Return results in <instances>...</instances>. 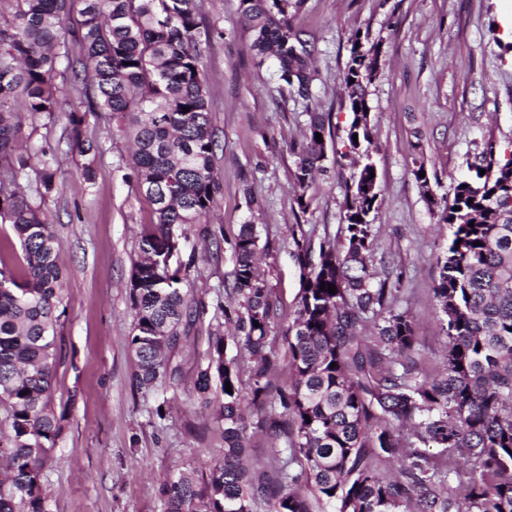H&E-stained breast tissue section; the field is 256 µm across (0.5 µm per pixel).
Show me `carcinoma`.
I'll use <instances>...</instances> for the list:
<instances>
[{
    "mask_svg": "<svg viewBox=\"0 0 512 512\" xmlns=\"http://www.w3.org/2000/svg\"><path fill=\"white\" fill-rule=\"evenodd\" d=\"M17 2L14 20L0 24V223L13 225L22 252L17 268L0 259V279L8 277L0 284V407L8 428L0 435V512H49L43 468L66 420L54 406L66 308L57 237L43 206L60 191L59 160L56 149L42 148L39 166L31 165L19 146L23 120L54 117L63 73L84 91L88 110L109 114L133 143L137 188L154 216L130 278L129 348L140 388L174 378L166 352L200 314L181 288L186 263L175 252L174 227L208 231L220 192L219 136L198 0H85L72 36L68 0ZM302 2L239 0V11L255 55L273 59L279 80L307 98L315 70L304 32L291 23ZM380 54L368 36L353 34L343 71L351 114L346 151L329 158L316 134L331 132L330 116L311 112L295 152L294 202L302 212L328 160L353 153L359 167L347 187L339 241L289 225L302 285L284 332L288 381L273 384L282 367L271 331L281 313L258 273L257 227L243 224L225 289L233 307L219 306L235 334H215L194 383L204 404L212 379L220 383L224 454L201 482L186 471L165 480V512H254L260 504L270 512H310L302 479L323 512H512V143L485 141L450 197L432 193L429 178L419 176L424 163L412 171L429 209L450 230L433 288L448 350L442 371L429 375L417 358L414 320L397 307L400 275L367 262L380 189L370 177L376 166L366 88ZM85 118L68 114L69 147L82 155L93 150L80 139ZM323 282L336 292L321 290ZM230 342L251 360L247 401L240 369L226 358ZM255 413L263 414L257 428L285 440L272 483L250 474L247 430Z\"/></svg>",
    "mask_w": 512,
    "mask_h": 512,
    "instance_id": "1",
    "label": "carcinoma"
}]
</instances>
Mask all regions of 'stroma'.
<instances>
[{
	"label": "stroma",
	"mask_w": 512,
	"mask_h": 512,
	"mask_svg": "<svg viewBox=\"0 0 512 512\" xmlns=\"http://www.w3.org/2000/svg\"><path fill=\"white\" fill-rule=\"evenodd\" d=\"M239 0H201L212 37L203 68L213 124L219 134V205L208 229L220 241L211 251L198 227L180 237L189 268L182 283L202 313L189 336L168 354L177 378L152 390L137 388L129 349L133 309L128 282L152 207L136 187L130 161L107 114H87L79 130L67 120L81 94L58 78L60 110L24 125L30 151H60L59 195L45 204L65 272L67 316L60 330L62 359L55 406L67 426L43 470L50 512H164L160 488L188 469L206 478L224 450L221 393L201 407L194 390L234 268L241 224H256L261 271L281 312L300 288L288 227L336 237L352 162L329 164L308 194L307 212L292 200V147L302 139L306 103L261 62L239 21ZM293 23L314 52L318 75L311 93L332 115L333 146L342 147L350 114L341 74L354 31L382 45L381 68L368 88L373 159L380 184L373 267L391 263L400 276L399 308L415 321L418 352L435 369L446 345L444 319L434 309L437 259L450 231L428 208L412 171L423 161L450 193L483 138L512 143V0H303ZM93 144L87 155L68 149L72 135ZM92 175H85V168Z\"/></svg>",
	"instance_id": "35a3bbf8"
}]
</instances>
